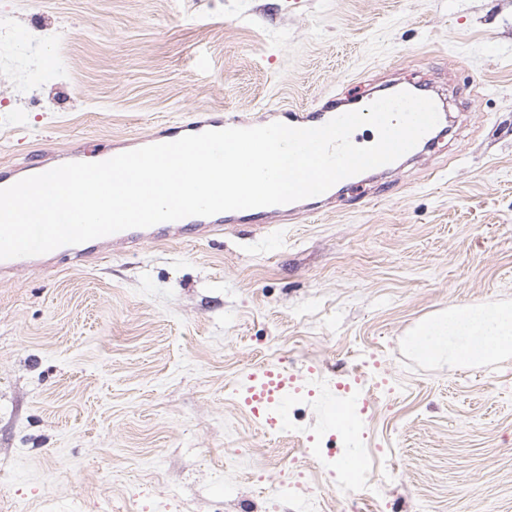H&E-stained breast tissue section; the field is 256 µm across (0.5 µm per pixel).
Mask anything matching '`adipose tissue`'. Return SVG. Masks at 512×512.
Instances as JSON below:
<instances>
[{
	"mask_svg": "<svg viewBox=\"0 0 512 512\" xmlns=\"http://www.w3.org/2000/svg\"><path fill=\"white\" fill-rule=\"evenodd\" d=\"M413 346L431 358L447 356L452 366L497 358L512 351V309H450L420 325Z\"/></svg>",
	"mask_w": 512,
	"mask_h": 512,
	"instance_id": "ef3b65f1",
	"label": "adipose tissue"
}]
</instances>
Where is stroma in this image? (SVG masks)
I'll return each mask as SVG.
<instances>
[{
	"instance_id": "stroma-1",
	"label": "stroma",
	"mask_w": 512,
	"mask_h": 512,
	"mask_svg": "<svg viewBox=\"0 0 512 512\" xmlns=\"http://www.w3.org/2000/svg\"><path fill=\"white\" fill-rule=\"evenodd\" d=\"M389 78L433 79L455 122L323 213L0 282V512H347L324 412L380 378L369 512H512V353L409 344L512 304V0H0V164ZM252 367L309 386L302 438L253 415Z\"/></svg>"
}]
</instances>
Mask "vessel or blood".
I'll return each instance as SVG.
<instances>
[{
  "mask_svg": "<svg viewBox=\"0 0 512 512\" xmlns=\"http://www.w3.org/2000/svg\"><path fill=\"white\" fill-rule=\"evenodd\" d=\"M410 90L411 93L440 101L441 96L435 86L429 82H420L413 85H405L402 81H395L386 85L383 95H391L402 90ZM342 110L336 97H328L322 103L311 110H295L288 108L274 113L273 116L258 118V125H267L277 121L291 127L307 128L317 127L329 120L341 115ZM250 120L241 118L233 112L212 113L203 119H186L166 126L153 132L149 143L157 144L171 142L190 134H199L208 130H221L225 128H247ZM287 206L276 205L257 207L239 211H228L209 217L191 216L175 222L159 223L148 228H133L121 231L105 237L93 239L77 245H65L55 249L54 254L82 264L93 258L107 257L113 246L119 245L125 251H137L144 241L151 240L157 243H165L179 240H200L222 235L224 230L235 224H245L259 219L270 223L274 219L288 215Z\"/></svg>",
  "mask_w": 512,
  "mask_h": 512,
  "instance_id": "b4317fda",
  "label": "vessel or blood"
}]
</instances>
